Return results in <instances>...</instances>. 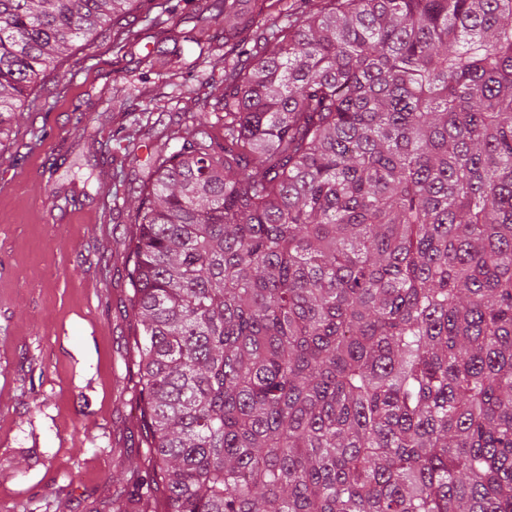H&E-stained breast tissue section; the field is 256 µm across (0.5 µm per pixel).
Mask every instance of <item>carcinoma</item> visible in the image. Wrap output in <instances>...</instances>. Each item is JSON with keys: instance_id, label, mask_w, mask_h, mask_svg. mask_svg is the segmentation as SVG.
I'll use <instances>...</instances> for the list:
<instances>
[{"instance_id": "1", "label": "carcinoma", "mask_w": 512, "mask_h": 512, "mask_svg": "<svg viewBox=\"0 0 512 512\" xmlns=\"http://www.w3.org/2000/svg\"><path fill=\"white\" fill-rule=\"evenodd\" d=\"M136 5L172 32L171 0H0V134ZM194 12L222 93L124 156L162 512H512V0Z\"/></svg>"}]
</instances>
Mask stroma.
Instances as JSON below:
<instances>
[{"instance_id":"obj_1","label":"stroma","mask_w":512,"mask_h":512,"mask_svg":"<svg viewBox=\"0 0 512 512\" xmlns=\"http://www.w3.org/2000/svg\"><path fill=\"white\" fill-rule=\"evenodd\" d=\"M128 22L123 48L74 40L0 151V512H112L148 466L124 245L144 172L123 156L176 130L202 76L169 79L171 35Z\"/></svg>"}]
</instances>
